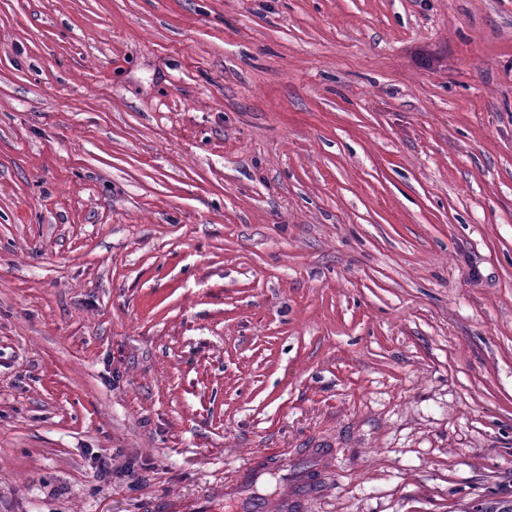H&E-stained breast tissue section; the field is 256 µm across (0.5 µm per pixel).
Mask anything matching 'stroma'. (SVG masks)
Masks as SVG:
<instances>
[{
    "label": "stroma",
    "instance_id": "stroma-1",
    "mask_svg": "<svg viewBox=\"0 0 512 512\" xmlns=\"http://www.w3.org/2000/svg\"><path fill=\"white\" fill-rule=\"evenodd\" d=\"M315 450L288 512L512 502V0H0V512Z\"/></svg>",
    "mask_w": 512,
    "mask_h": 512
}]
</instances>
